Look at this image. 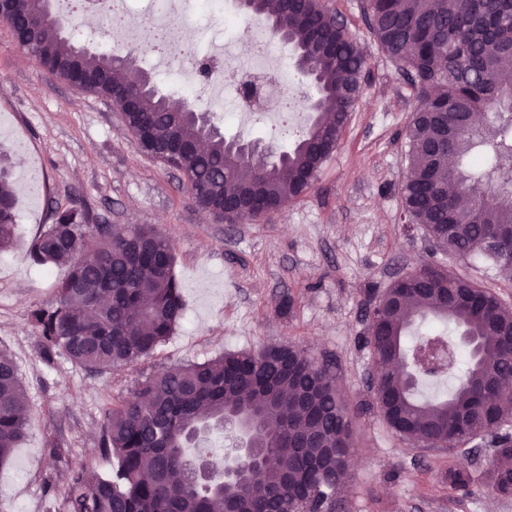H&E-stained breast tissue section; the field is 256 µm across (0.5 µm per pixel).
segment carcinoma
<instances>
[{"label":"carcinoma","mask_w":512,"mask_h":512,"mask_svg":"<svg viewBox=\"0 0 512 512\" xmlns=\"http://www.w3.org/2000/svg\"><path fill=\"white\" fill-rule=\"evenodd\" d=\"M273 14L255 12L304 52L323 39L336 43V66L308 58L316 75L321 113L288 148L284 161L269 166L231 153L224 136L188 104L125 80L123 56L77 53L54 22L39 38L56 49L53 74L66 79L78 68L82 91L108 97L127 88L138 110L125 116L133 135L163 148L174 139L196 146L187 155L186 182L197 207L209 212L224 199L253 195L291 201L310 189L336 149L343 114L362 92L364 57L344 27L333 26L322 0L294 5L268 0ZM33 0H13V16L24 25L37 10ZM370 30L420 101L409 129L410 171L402 189L407 220L421 224L444 251L466 259L487 257L502 267L507 258L485 252L483 237L512 228V0H368ZM494 112L481 142L491 145L497 164L483 169L463 161L477 148L475 129L459 125L463 113ZM51 224L31 241L37 265H65L69 272L53 298L30 311L42 352L62 354L90 372L134 366L171 336L184 314L174 272V245L152 225L97 224L72 202L51 211ZM13 183L0 168V248L15 237ZM420 289L402 301L397 289L382 296L380 335L367 336L378 365L376 407L399 436L411 443L452 435L457 422L489 437L493 460L484 472L488 490L512 498V434L503 430L512 405H502L491 375L512 361V310L490 312L467 302L474 284L440 266L424 269ZM433 315L465 327L480 339L467 367L445 398L418 399L396 362L416 359L404 340L413 318ZM257 421L260 458L270 462L241 485L220 492L199 475L206 459L191 455L199 438L224 428V410ZM348 408L336 405L334 380L300 347L281 343L253 352H228L202 363L169 367L140 382L133 401L120 399L103 416L102 448L116 461L104 477L82 464L70 474L66 512H221L224 496L235 512H331L336 508V464L350 444L343 432ZM29 429V404L12 354L0 349V466L7 464ZM310 438L292 448L288 434ZM444 480L466 491L470 471L459 462Z\"/></svg>","instance_id":"obj_1"}]
</instances>
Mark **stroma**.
<instances>
[{
  "instance_id": "obj_1",
  "label": "stroma",
  "mask_w": 512,
  "mask_h": 512,
  "mask_svg": "<svg viewBox=\"0 0 512 512\" xmlns=\"http://www.w3.org/2000/svg\"><path fill=\"white\" fill-rule=\"evenodd\" d=\"M365 57L363 92L335 151L310 191L280 212L240 224L216 222L195 204L182 175L144 155L119 112L52 76L22 54L0 21V167L16 186L13 246L0 252V348L15 358L29 401L30 427L0 467V512H65L70 472L86 463L109 473L101 450L105 404L131 397L139 382L176 364L293 343L328 364L349 409L352 465L338 512H512V498L480 488L493 457L475 440L469 492L443 480L457 453L402 440L368 409L372 353L368 311L400 276L424 262L447 266L512 308V275L485 258L464 261L434 250L422 225L404 218L408 128L418 101L365 20V0H323ZM235 32L220 16L207 25L209 53L226 39L244 46L257 31L236 12ZM252 116L224 126L226 137L283 147L306 131ZM75 201L99 224L158 227L174 242L185 312L172 335L131 368L86 372L65 356L46 359L29 320L54 295L67 269L32 265L29 242L53 207Z\"/></svg>"
}]
</instances>
